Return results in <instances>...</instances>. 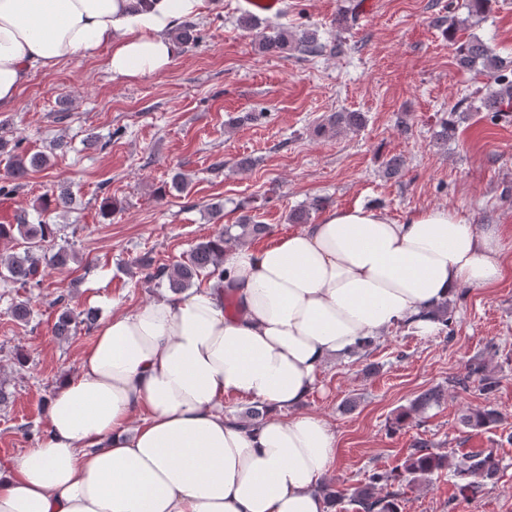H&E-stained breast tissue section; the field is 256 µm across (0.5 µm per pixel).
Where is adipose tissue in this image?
<instances>
[{"label": "adipose tissue", "mask_w": 512, "mask_h": 512, "mask_svg": "<svg viewBox=\"0 0 512 512\" xmlns=\"http://www.w3.org/2000/svg\"><path fill=\"white\" fill-rule=\"evenodd\" d=\"M204 0H0V105L34 72L105 56L124 81L166 71ZM505 273L500 225L447 208L396 223L333 209L271 245L224 251V278L113 309L60 376L42 439L0 464V512H328L335 433L302 411L332 358ZM228 395L263 403L252 426Z\"/></svg>", "instance_id": "adipose-tissue-1"}]
</instances>
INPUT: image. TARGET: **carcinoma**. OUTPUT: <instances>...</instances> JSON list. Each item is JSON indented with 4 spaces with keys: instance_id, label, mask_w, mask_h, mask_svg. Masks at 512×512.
Here are the masks:
<instances>
[{
    "instance_id": "cac0c4a2",
    "label": "carcinoma",
    "mask_w": 512,
    "mask_h": 512,
    "mask_svg": "<svg viewBox=\"0 0 512 512\" xmlns=\"http://www.w3.org/2000/svg\"><path fill=\"white\" fill-rule=\"evenodd\" d=\"M268 33L261 36L258 48L265 53L284 54L297 50L314 55L319 52L321 45L314 31H303L293 34L275 24L265 26ZM172 37L181 45L189 47L196 44L199 34L192 23H183L172 31ZM458 64L470 71L483 74L491 72L493 85L489 87L483 98L484 108L492 113V119H512V60L506 62L492 52L485 43L477 38L462 42L457 48ZM462 102L454 104L448 112L438 139L445 143L455 137L456 111ZM365 124V116L360 112H334L318 125V129H357ZM48 165V156L42 153L27 155L23 152H13L9 158L11 178H24L32 169ZM72 198L61 192L51 193L42 198V211L66 209ZM268 225L263 224L250 215H242L235 224H226L224 228L197 242L191 249L187 260L178 262L170 267H158L148 273V281L158 287H165L173 293H182L197 282L212 277H222L224 270V244L233 240L244 243L253 238L266 234ZM57 228L43 220L31 224L22 217L17 224H0L1 240H20L23 248L10 253H0V281L14 288L29 291L40 288L43 284L44 271L47 267L46 253L50 244L56 238ZM65 296L59 295L54 303L60 305V313L55 325V334L69 336L81 323L92 324L91 314L75 312L64 305ZM432 316L440 326L441 332L451 335L453 315L448 303L438 305ZM478 382L480 390L491 394L497 390L498 380L487 373L481 362L469 365L466 373L455 379L454 383L465 387L470 382ZM443 390L435 388L420 394L411 405L398 412L391 422V430L397 431L409 424L415 415L424 412L440 403ZM501 419L498 410L492 407L473 410L462 416L461 422L468 428H488L497 424ZM447 467V456L434 453L426 442H417L400 472L375 471L367 483L357 487L351 501L362 512H398V497L400 492L394 486L402 481L415 484L436 471ZM498 469L495 457L484 453H467L455 464L452 470L454 483L459 490L468 496L476 497L484 489L487 481L494 478Z\"/></svg>"
}]
</instances>
